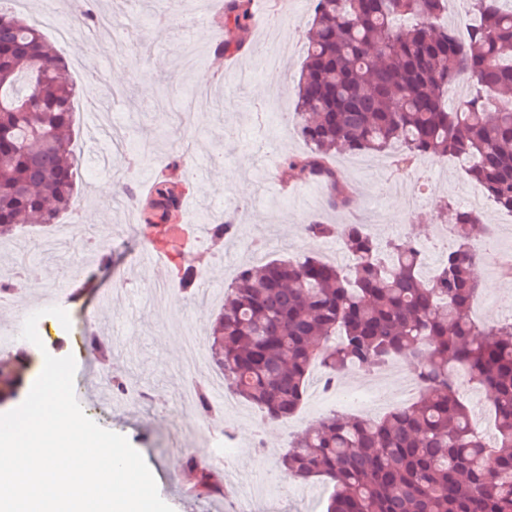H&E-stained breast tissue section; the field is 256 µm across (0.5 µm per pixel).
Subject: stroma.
<instances>
[{
  "mask_svg": "<svg viewBox=\"0 0 512 512\" xmlns=\"http://www.w3.org/2000/svg\"><path fill=\"white\" fill-rule=\"evenodd\" d=\"M95 12L106 14L111 25L88 41L71 33L57 48L65 58L79 89H95L97 111L119 109L113 124L126 139L124 151L109 149V136H95L83 100H76L75 150L82 162L81 200L75 216L96 237L106 238L112 254L111 268L87 269L78 281L61 272L68 264L67 250L57 261L44 260L33 232L0 241V273L9 274L20 254H28L39 266V294L68 289L65 305L71 321L68 333L55 337L49 355H74L75 387L89 383L94 372L112 366L122 372L129 388L143 391L144 402L113 396L103 404L99 396L82 401L84 413L101 427L124 435L139 451L152 472L160 497L174 512H238L241 483L258 489L257 512H325L333 492L321 479L288 481L279 457L292 434L300 432L330 412L344 407L329 400L316 404L304 399L291 423L266 422L253 426V407L239 402L227 410L216 405L209 417L215 430H231L234 449L221 456L217 467L229 494L194 498L188 489L193 478L185 461L207 462L209 449L197 438L201 421L195 406L179 400L183 385L192 377L180 373L183 357L179 331L190 327L201 341H208L223 296L200 302L176 297L173 302L152 305L148 299L156 283H173L179 267L198 266L201 273L226 288L240 267L252 260L255 247L264 259L299 258L321 253L333 239L310 240L303 226L312 221L327 224L358 222L368 225L378 240L415 238L428 240L431 264H438L446 239L436 222L444 202L462 205L475 185L460 164L448 157H428L418 164L429 190L420 196L411 223L401 221V198L378 192V184L397 178L393 153L359 162L340 155L333 165L352 190L353 203L346 210H331L321 198V182L284 180V160L306 153V144L292 132L300 67L304 59V35L312 22L311 11H296L288 0H250V10L266 18L280 33L281 56L276 70L261 68L263 45L258 25H251L242 49L223 53L224 34L232 24L223 10L212 13L211 23L189 22L187 15L164 16L166 0L130 8L128 0H92ZM189 170L192 176L186 199L191 200V221L210 223L211 201L231 197L239 205L232 216L238 235L210 243L207 251L173 253L160 270H140L133 250H146L155 231L143 222H127L124 209L101 197L99 187L119 184L124 177L141 182L144 173L168 174ZM282 177L281 186L267 189L262 171ZM482 292L473 315L493 324L512 317V280L492 261L478 266ZM112 297L109 332L110 363H103L93 348L76 341L88 309ZM266 447L256 451L255 435Z\"/></svg>",
  "mask_w": 512,
  "mask_h": 512,
  "instance_id": "1",
  "label": "stroma"
}]
</instances>
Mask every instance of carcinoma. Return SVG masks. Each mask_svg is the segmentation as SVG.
Wrapping results in <instances>:
<instances>
[{"label":"carcinoma","instance_id":"obj_1","mask_svg":"<svg viewBox=\"0 0 512 512\" xmlns=\"http://www.w3.org/2000/svg\"><path fill=\"white\" fill-rule=\"evenodd\" d=\"M250 0H230L242 32ZM507 0H468L477 23L465 38L437 25L446 0H315L297 86L294 133L308 146L285 162L288 179L324 180L327 205L350 202L329 161L336 153L381 154L396 145L400 165L438 154L458 158L499 209L512 213V9ZM40 69L41 79L29 75ZM466 100L448 109L451 87ZM77 85L34 16L0 9V238L55 224L76 208L73 152ZM178 178L152 195H121L160 229L184 197ZM447 253L424 277L420 245H382L364 224L303 227L312 240L341 239L354 260L346 274L314 255L258 261L224 290L212 328L211 361L227 389L262 420H286L301 406L311 368L334 376L378 369L401 356L419 383L415 401L380 419L334 412L288 442L289 477L333 485L326 512H512V318L481 324L474 251L491 227L449 206ZM199 271L181 267L179 288L197 294ZM465 383L490 396L495 433L471 428ZM197 496L225 492L214 468L189 461Z\"/></svg>","mask_w":512,"mask_h":512}]
</instances>
